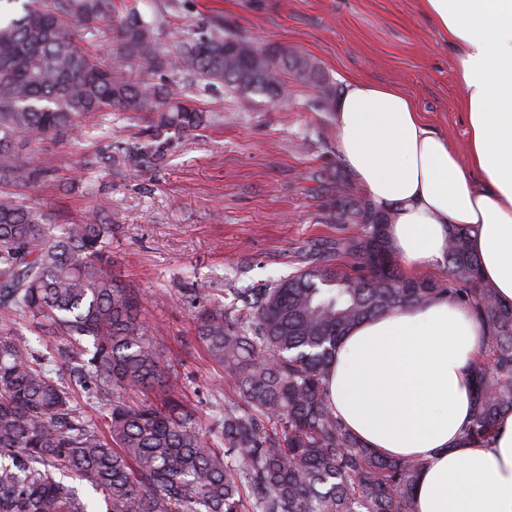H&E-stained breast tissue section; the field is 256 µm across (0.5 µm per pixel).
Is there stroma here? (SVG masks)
I'll return each mask as SVG.
<instances>
[{"label":"stroma","mask_w":512,"mask_h":512,"mask_svg":"<svg viewBox=\"0 0 512 512\" xmlns=\"http://www.w3.org/2000/svg\"><path fill=\"white\" fill-rule=\"evenodd\" d=\"M130 2L155 20L164 50L178 47L186 21L220 15L225 32L316 58L336 86L355 79L397 86L428 125L466 149L454 55L418 0ZM285 90L274 102L199 87L193 98L212 112L211 126L173 135L162 162L84 169L76 186L71 171L94 150L93 140L47 136L33 148L45 175L29 194L31 204L58 226L93 212L111 219L112 274L140 289L146 324L203 418L217 370L195 341L178 295L287 277L304 247L335 239L337 184L360 188L336 153L333 113L313 107L307 88L289 82Z\"/></svg>","instance_id":"35a3bbf8"}]
</instances>
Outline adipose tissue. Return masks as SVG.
Wrapping results in <instances>:
<instances>
[{
    "instance_id": "adipose-tissue-1",
    "label": "adipose tissue",
    "mask_w": 512,
    "mask_h": 512,
    "mask_svg": "<svg viewBox=\"0 0 512 512\" xmlns=\"http://www.w3.org/2000/svg\"><path fill=\"white\" fill-rule=\"evenodd\" d=\"M457 51L467 151L458 153L411 98L349 83L336 101V151L411 271L436 269L449 225L469 231L487 287L512 302V0H420ZM478 323L445 300L376 315L343 337L329 381L348 428L379 453L424 460L415 512H512V415L487 447L460 437L472 412L468 366Z\"/></svg>"
}]
</instances>
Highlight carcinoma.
<instances>
[{
  "label": "carcinoma",
  "instance_id": "carcinoma-1",
  "mask_svg": "<svg viewBox=\"0 0 512 512\" xmlns=\"http://www.w3.org/2000/svg\"><path fill=\"white\" fill-rule=\"evenodd\" d=\"M110 45L103 61L97 48ZM183 81L176 94L146 76ZM326 111L336 85L317 61L282 44L224 32L216 16L184 24L174 52L126 0H0V512H414L421 459L385 457L336 415L329 376L356 322L437 299L482 326L470 372L475 407L461 444L486 447L512 413V302L483 281L468 230L448 227L442 277L399 272L386 213L342 184L334 219L355 232L315 245L267 288H196L180 297L194 337L219 371L208 427L164 361L138 289L112 278V224L98 214L60 234L26 201L42 170L26 152L45 136L103 142L87 166L158 162L170 132L205 129L198 84L281 99L286 79ZM142 119L147 144L112 142V113ZM65 340L39 357L19 321ZM78 392L109 396L104 429L78 411Z\"/></svg>",
  "mask_w": 512,
  "mask_h": 512
}]
</instances>
